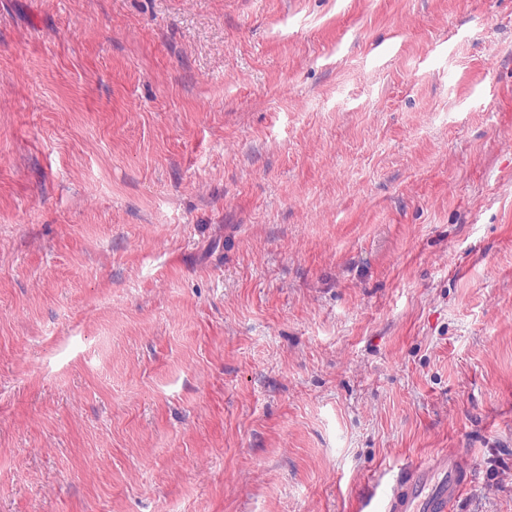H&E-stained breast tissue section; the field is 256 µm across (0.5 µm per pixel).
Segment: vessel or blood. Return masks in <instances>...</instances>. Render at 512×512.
Instances as JSON below:
<instances>
[{
    "mask_svg": "<svg viewBox=\"0 0 512 512\" xmlns=\"http://www.w3.org/2000/svg\"><path fill=\"white\" fill-rule=\"evenodd\" d=\"M472 482V466L459 451H438L376 484L360 512H453Z\"/></svg>",
    "mask_w": 512,
    "mask_h": 512,
    "instance_id": "b4317fda",
    "label": "vessel or blood"
}]
</instances>
